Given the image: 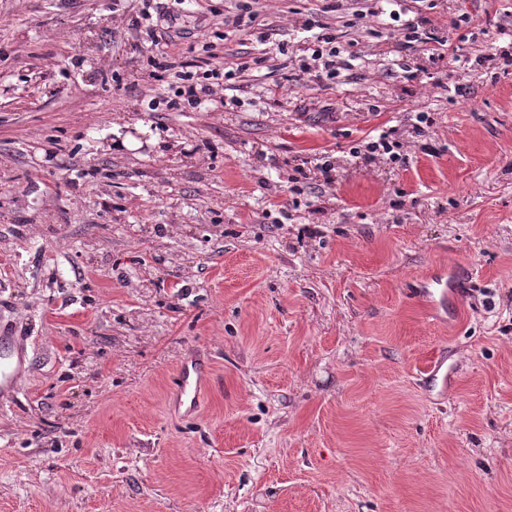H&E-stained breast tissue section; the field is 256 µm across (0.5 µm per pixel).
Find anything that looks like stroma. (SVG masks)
I'll use <instances>...</instances> for the list:
<instances>
[{
  "label": "stroma",
  "instance_id": "stroma-1",
  "mask_svg": "<svg viewBox=\"0 0 512 512\" xmlns=\"http://www.w3.org/2000/svg\"><path fill=\"white\" fill-rule=\"evenodd\" d=\"M235 5L155 46L149 0H0V512H512V0H259L264 45ZM308 19L336 79L300 76ZM192 46L249 68L150 110ZM384 131L398 160L353 157ZM26 349L18 336L0 324V399L11 397L25 372ZM206 378L207 373L204 371H190L189 368L182 367L178 374V383L175 386L173 395L180 402L189 400V407L195 409L199 403L202 384Z\"/></svg>",
  "mask_w": 512,
  "mask_h": 512
}]
</instances>
